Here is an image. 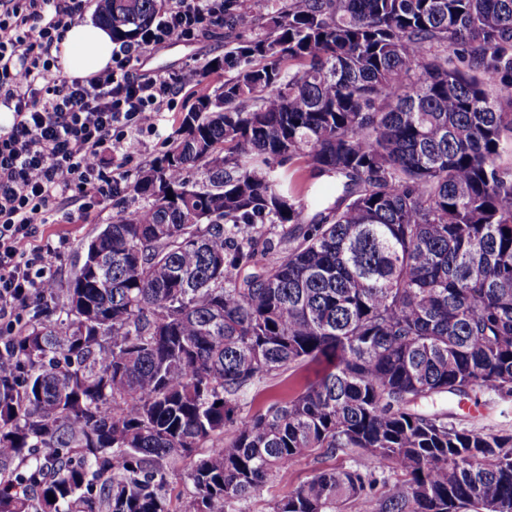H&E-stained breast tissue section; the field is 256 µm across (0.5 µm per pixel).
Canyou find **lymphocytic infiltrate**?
Segmentation results:
<instances>
[{"label":"lymphocytic infiltrate","instance_id":"lymphocytic-infiltrate-1","mask_svg":"<svg viewBox=\"0 0 512 512\" xmlns=\"http://www.w3.org/2000/svg\"><path fill=\"white\" fill-rule=\"evenodd\" d=\"M84 0H0V105L12 111L0 129V335L24 320L43 295L64 240H36L60 200L91 211L117 192L122 176L103 158L115 144L139 152L178 90L198 74H138L142 44H119L112 64L83 79L60 76L56 56ZM224 25V0H169L148 35L152 45L189 41Z\"/></svg>","mask_w":512,"mask_h":512}]
</instances>
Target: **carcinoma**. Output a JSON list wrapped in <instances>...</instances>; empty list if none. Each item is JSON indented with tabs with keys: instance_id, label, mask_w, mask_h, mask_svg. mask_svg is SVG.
<instances>
[{
	"instance_id": "cac0c4a2",
	"label": "carcinoma",
	"mask_w": 512,
	"mask_h": 512,
	"mask_svg": "<svg viewBox=\"0 0 512 512\" xmlns=\"http://www.w3.org/2000/svg\"><path fill=\"white\" fill-rule=\"evenodd\" d=\"M163 2L96 16L137 43ZM203 69L145 204L0 338V512H229L315 453L370 465L272 512H512V432L456 411L512 400V0H285ZM321 372V367L315 364H301L295 366L282 375L276 376L274 379L267 380L261 384L254 400L251 397L247 400V404L243 406L241 416L253 414L261 408L269 395L272 393H285L299 391L306 384L315 381Z\"/></svg>"
}]
</instances>
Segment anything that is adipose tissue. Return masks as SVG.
Here are the masks:
<instances>
[{"label":"adipose tissue","mask_w":512,"mask_h":512,"mask_svg":"<svg viewBox=\"0 0 512 512\" xmlns=\"http://www.w3.org/2000/svg\"><path fill=\"white\" fill-rule=\"evenodd\" d=\"M115 43L109 30L91 21L71 25L60 43V60L68 78H84L112 63Z\"/></svg>","instance_id":"1"}]
</instances>
